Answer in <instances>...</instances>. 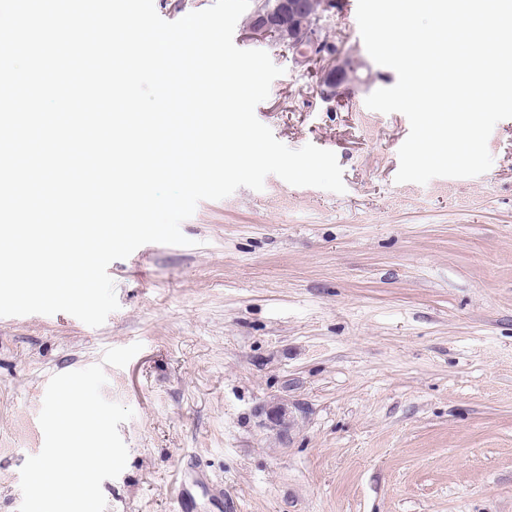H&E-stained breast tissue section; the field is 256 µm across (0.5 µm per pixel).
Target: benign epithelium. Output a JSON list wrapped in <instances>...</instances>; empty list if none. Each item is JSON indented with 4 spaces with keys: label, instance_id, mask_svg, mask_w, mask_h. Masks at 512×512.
I'll list each match as a JSON object with an SVG mask.
<instances>
[{
    "label": "benign epithelium",
    "instance_id": "obj_1",
    "mask_svg": "<svg viewBox=\"0 0 512 512\" xmlns=\"http://www.w3.org/2000/svg\"><path fill=\"white\" fill-rule=\"evenodd\" d=\"M311 0H255L251 20L247 25V35L251 39H269L288 47L293 60L301 65L325 62L317 77V94L324 100L332 101L338 96L339 75H348L353 70L350 60L325 47L321 36L323 14L336 8V0H321V14L312 17L309 13ZM286 12L292 19L288 32H283L278 24L280 13ZM265 425L283 431L288 428V408L274 405L263 410Z\"/></svg>",
    "mask_w": 512,
    "mask_h": 512
}]
</instances>
